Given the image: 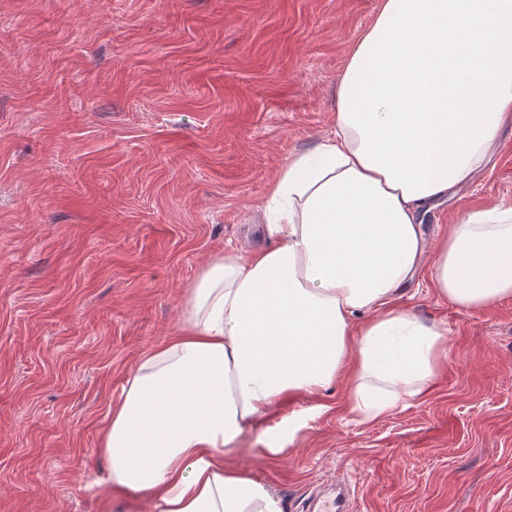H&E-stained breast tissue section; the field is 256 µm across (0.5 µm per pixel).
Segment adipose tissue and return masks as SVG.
I'll return each mask as SVG.
<instances>
[{"instance_id":"obj_1","label":"adipose tissue","mask_w":512,"mask_h":512,"mask_svg":"<svg viewBox=\"0 0 512 512\" xmlns=\"http://www.w3.org/2000/svg\"><path fill=\"white\" fill-rule=\"evenodd\" d=\"M512 122V0H379L352 45L330 136L269 190L271 244L208 257L174 336L130 373L100 449L152 512H281L226 456L291 394L346 389L372 423L423 395L446 329L398 308L423 266L478 310L512 299V205L439 243L423 217L491 163Z\"/></svg>"}]
</instances>
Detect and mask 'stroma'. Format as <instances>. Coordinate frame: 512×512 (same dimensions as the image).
<instances>
[{
	"label": "stroma",
	"instance_id": "obj_1",
	"mask_svg": "<svg viewBox=\"0 0 512 512\" xmlns=\"http://www.w3.org/2000/svg\"><path fill=\"white\" fill-rule=\"evenodd\" d=\"M377 5L0 0V512H150L99 485L112 408L203 260L260 243L268 188L332 130ZM509 203L512 123L425 224ZM400 305L448 331L422 397L359 424L341 385L291 396L230 454L281 512L339 479L350 512H512V300L459 309L424 270Z\"/></svg>",
	"mask_w": 512,
	"mask_h": 512
}]
</instances>
